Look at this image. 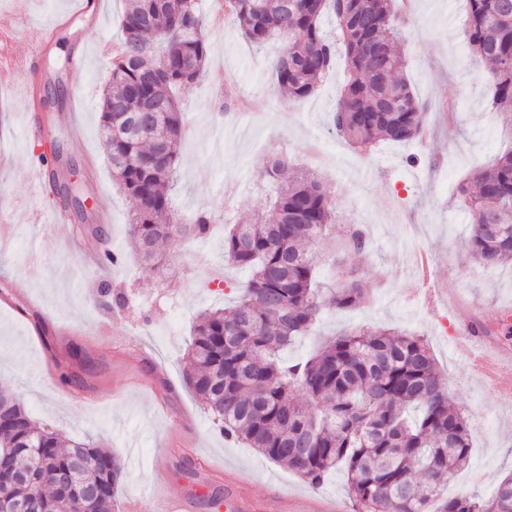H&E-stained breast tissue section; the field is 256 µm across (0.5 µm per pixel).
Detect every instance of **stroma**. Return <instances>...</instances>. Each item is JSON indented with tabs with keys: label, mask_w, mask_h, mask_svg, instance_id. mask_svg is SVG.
I'll return each mask as SVG.
<instances>
[{
	"label": "stroma",
	"mask_w": 512,
	"mask_h": 512,
	"mask_svg": "<svg viewBox=\"0 0 512 512\" xmlns=\"http://www.w3.org/2000/svg\"><path fill=\"white\" fill-rule=\"evenodd\" d=\"M125 0H97L93 14L70 13V0H0V18L12 20L0 34V63L14 70L0 87V389L21 394L38 422L62 439H98L123 467L117 512L144 502L147 512H166L187 498L191 512H213L212 490L231 497L239 480L255 512H266L271 488L320 502L348 500L343 472L312 488L293 471L246 444L225 440L206 409L185 387L183 357L201 312L232 305L234 283L244 271L222 253L224 227L264 216L261 174L271 153L283 150L296 170L312 169L328 186L342 220L364 225L370 256L349 255L347 264L373 291L355 310H327L316 335L300 338L287 357L307 356L318 340L362 323L402 327L429 343L451 399L465 409L472 437L471 462L450 484L453 493L489 494L512 473V400L471 373L452 350L473 319L497 329L512 311V265L478 267L468 254V229L456 200L458 181L487 165L512 144V123L487 110V68L470 53L459 18L463 0H411L412 36L402 52L405 77L430 105L425 144H383L354 150L328 119L340 97L346 59L336 64L316 93L287 101L275 89L268 64L278 43L255 49L230 25L213 26L214 0H200L211 57L224 60L239 82L241 112L214 126L215 86L210 74L182 87L185 139L172 206L180 222L209 204L219 223L206 241L163 244L165 263L140 268L129 243L134 204L112 178L99 131V107L112 49L121 38ZM66 15L45 52L43 70L27 84L24 59L41 39L43 22ZM84 55L81 73L72 59ZM45 126L75 120L78 134L59 142L64 182L80 187V202L54 229L34 223L44 207L33 190L36 159L28 137L31 113ZM423 160L409 166V154ZM107 211H99L98 198ZM124 253L127 265L107 270L104 250ZM420 250L435 259L443 298L428 308L417 293L410 259ZM110 296H102V283ZM124 297L117 305L116 297ZM103 327L108 340L93 336Z\"/></svg>",
	"instance_id": "1"
}]
</instances>
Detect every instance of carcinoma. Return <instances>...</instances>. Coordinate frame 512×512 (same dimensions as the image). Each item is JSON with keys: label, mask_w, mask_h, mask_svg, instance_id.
Returning a JSON list of instances; mask_svg holds the SVG:
<instances>
[{"label": "carcinoma", "mask_w": 512, "mask_h": 512, "mask_svg": "<svg viewBox=\"0 0 512 512\" xmlns=\"http://www.w3.org/2000/svg\"><path fill=\"white\" fill-rule=\"evenodd\" d=\"M467 2L461 30L490 69L487 109L512 121V0ZM328 16L336 21L331 38L321 27ZM224 21L257 49L282 43L271 68L292 101L318 89L336 48H343L349 66L331 124L358 151L423 139L428 105L403 77L407 21L396 0H224ZM120 30L100 105L103 143L113 179L135 203L132 244L156 264L161 241H203L215 223L207 204L188 224L164 223L184 132L175 90L208 67L209 41L198 0H128ZM219 92L224 111L238 109L236 83ZM285 168L275 155L262 175L269 221L235 224L224 233V258L248 279L231 308L207 310L194 323L187 385L224 437L258 449L312 487L343 470L354 512H512V476L485 498L448 494V482L469 465V422L450 400L423 338L362 324L322 340L305 359L281 357L295 338L313 331L325 309L365 302L369 288L346 268L345 256L371 248L359 224L336 232L331 193L313 172L284 181ZM456 192L475 262L512 264V147L472 170ZM47 194L65 206L78 189L54 176ZM329 239L338 240V281L322 288L315 250ZM297 392L302 399L292 397ZM1 449L28 472L14 481L11 471H0V488L10 497L36 498L42 512L114 509L123 475L118 457L90 439L64 444L31 419L16 394L2 390ZM76 464V493L64 497L58 483Z\"/></svg>", "instance_id": "carcinoma-1"}]
</instances>
